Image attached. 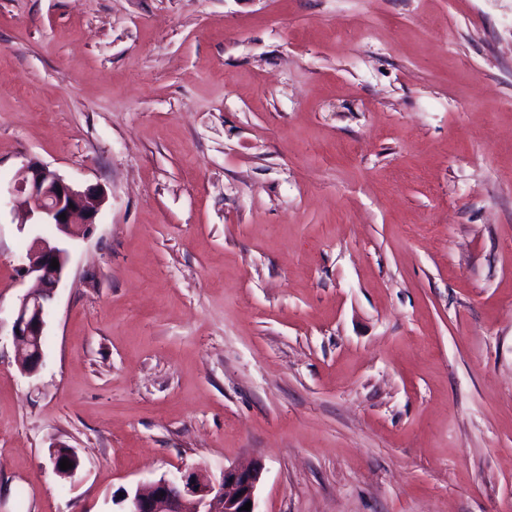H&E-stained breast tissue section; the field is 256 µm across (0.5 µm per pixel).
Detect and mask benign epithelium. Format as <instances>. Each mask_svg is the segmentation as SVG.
<instances>
[{"instance_id":"benign-epithelium-1","label":"benign epithelium","mask_w":512,"mask_h":512,"mask_svg":"<svg viewBox=\"0 0 512 512\" xmlns=\"http://www.w3.org/2000/svg\"><path fill=\"white\" fill-rule=\"evenodd\" d=\"M7 193L25 197L29 217L37 224L55 226L58 232L53 238L35 237L27 252L28 263L19 269L20 277L31 276L34 284L15 309L12 336L19 347V367L31 375L43 362L50 306L67 271L69 253L61 246V237L75 236L76 215L83 217L87 229L95 224L104 197L96 189L77 188L34 159L19 169ZM54 259L59 262L56 268L51 267ZM261 472L258 463L230 466L215 483L203 470H192L179 477L163 476L147 488H138L112 502L118 505L116 512H240L248 502L252 503L250 512H257Z\"/></svg>"}]
</instances>
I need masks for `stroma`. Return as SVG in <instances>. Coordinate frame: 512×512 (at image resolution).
Returning a JSON list of instances; mask_svg holds the SVG:
<instances>
[{"label": "stroma", "instance_id": "obj_1", "mask_svg": "<svg viewBox=\"0 0 512 512\" xmlns=\"http://www.w3.org/2000/svg\"><path fill=\"white\" fill-rule=\"evenodd\" d=\"M0 512L260 461L258 512H512V0H0ZM81 477L57 476L56 446ZM9 196H24L29 205L31 224H52L58 235L36 236L26 254L28 263L20 267L21 278L33 277L34 284L21 297L14 313L12 336L19 347V367L25 374L35 373L44 359L43 339L55 289L64 278L69 261L67 249L61 246L62 236L76 234L74 215H81L85 230L95 223L104 197L99 190H81L67 182L40 161L31 159L17 172L7 189ZM70 204L74 208H70ZM65 213L66 220L61 214ZM59 262L52 268V259ZM19 329V332H16Z\"/></svg>", "mask_w": 512, "mask_h": 512}]
</instances>
